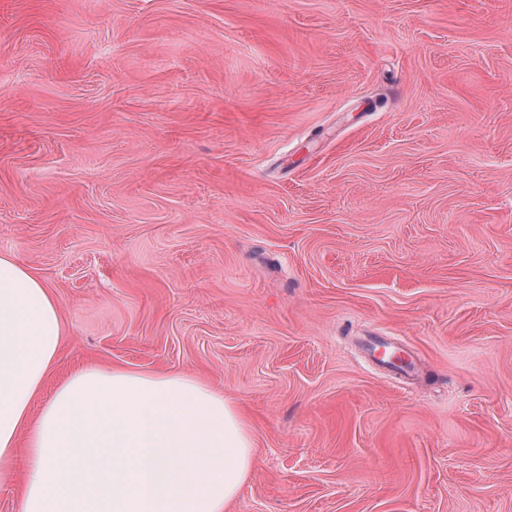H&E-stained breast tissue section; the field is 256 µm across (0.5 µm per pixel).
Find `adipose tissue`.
<instances>
[{
  "label": "adipose tissue",
  "mask_w": 512,
  "mask_h": 512,
  "mask_svg": "<svg viewBox=\"0 0 512 512\" xmlns=\"http://www.w3.org/2000/svg\"><path fill=\"white\" fill-rule=\"evenodd\" d=\"M64 340L52 289L0 255V488L19 512H224L254 463L237 407L190 375L90 366L32 413Z\"/></svg>",
  "instance_id": "obj_1"
}]
</instances>
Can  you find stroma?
<instances>
[{
	"instance_id": "1",
	"label": "stroma",
	"mask_w": 512,
	"mask_h": 512,
	"mask_svg": "<svg viewBox=\"0 0 512 512\" xmlns=\"http://www.w3.org/2000/svg\"><path fill=\"white\" fill-rule=\"evenodd\" d=\"M0 254L89 364L255 442L225 512H512V0H0Z\"/></svg>"
}]
</instances>
